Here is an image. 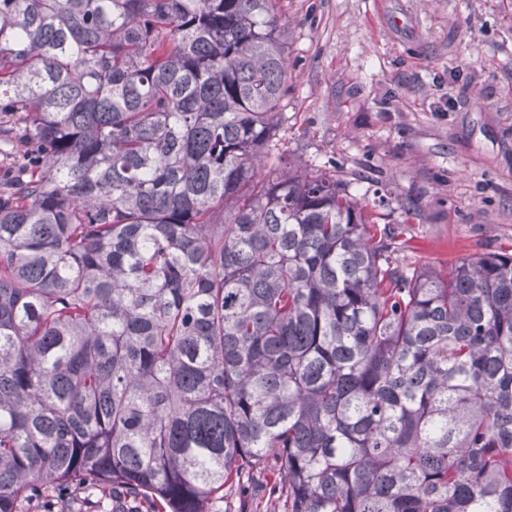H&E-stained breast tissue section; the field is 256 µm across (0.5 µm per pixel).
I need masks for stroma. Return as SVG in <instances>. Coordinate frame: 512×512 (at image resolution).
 I'll return each instance as SVG.
<instances>
[{"mask_svg":"<svg viewBox=\"0 0 512 512\" xmlns=\"http://www.w3.org/2000/svg\"><path fill=\"white\" fill-rule=\"evenodd\" d=\"M288 93L276 154L336 175L399 257L442 273L512 253V0H276ZM275 475L228 484L209 512H286ZM71 512H157L144 496L42 490Z\"/></svg>","mask_w":512,"mask_h":512,"instance_id":"stroma-1","label":"stroma"}]
</instances>
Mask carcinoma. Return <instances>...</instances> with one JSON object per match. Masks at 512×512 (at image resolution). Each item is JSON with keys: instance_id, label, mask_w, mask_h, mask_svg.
<instances>
[{"instance_id": "cac0c4a2", "label": "carcinoma", "mask_w": 512, "mask_h": 512, "mask_svg": "<svg viewBox=\"0 0 512 512\" xmlns=\"http://www.w3.org/2000/svg\"><path fill=\"white\" fill-rule=\"evenodd\" d=\"M274 0H0V512L50 486L208 512H512V254L396 257L272 161ZM258 479V481H257ZM261 483L264 485L261 487ZM275 474L271 469L266 470L255 481L224 486V498H214L208 504L209 512H239L244 508L248 512H287L285 496L280 492L273 493Z\"/></svg>"}]
</instances>
